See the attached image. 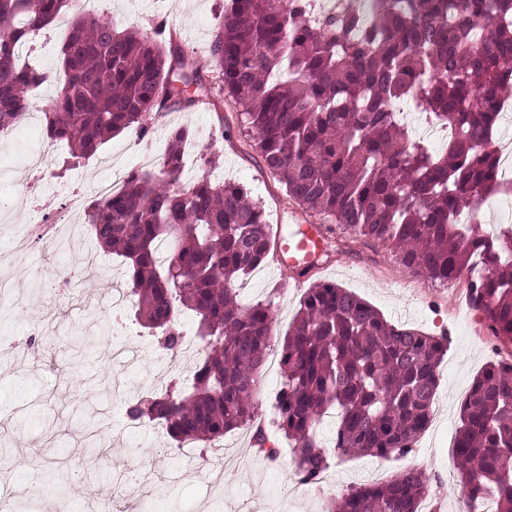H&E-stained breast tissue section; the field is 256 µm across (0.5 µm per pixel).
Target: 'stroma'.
<instances>
[{"label":"stroma","mask_w":512,"mask_h":512,"mask_svg":"<svg viewBox=\"0 0 512 512\" xmlns=\"http://www.w3.org/2000/svg\"><path fill=\"white\" fill-rule=\"evenodd\" d=\"M224 0H102L100 16L123 26L150 27L165 22L166 34L186 54L206 56ZM55 92L45 85L36 95L25 122L13 141L0 143V224L27 225L32 221L26 199L25 164L30 151L44 144L43 111ZM241 108L227 93L211 88L190 109H170L152 122L150 152L141 151L135 133H123L95 154L63 167L64 144L54 156L40 194L49 200L68 197L78 187L106 180L110 161L124 171H154L159 149L168 132L179 125L210 133L223 162L213 173L218 181L247 187L272 226L295 232L319 223L318 215L289 200L282 184L266 169L241 127ZM323 252L305 266H280L266 261L239 283V299L250 304L273 299L275 341H282L312 284L328 281L355 292L392 323L432 336H446L448 350L439 366V386L432 420L411 453L380 459L353 456L337 461L327 484L305 486L295 494L291 452L293 443L273 422L275 398L282 387L279 371H266L257 397L259 421L265 425L271 447L282 456L269 459L255 452L253 428L225 434L228 447L222 486L210 489L201 471V449L190 454H163L170 441L157 425L132 427L126 416L129 403L142 394L165 388L171 377L190 386L193 368H171L161 358L153 337L142 328L135 308L113 314L100 282L125 286L120 257L104 255L99 268L85 281L62 311L70 323L81 322L88 310L109 325V335L97 339L90 355L77 352L71 338L46 347L45 337L30 341L27 326L43 300L32 295L26 308L0 315V336L23 348L21 356L0 360V434L9 440L10 483L0 485V501L32 507L34 512H90V503H106L108 512H223L225 506L243 512H324L329 498L347 489L390 478L413 466L423 470L433 491L442 499L441 512H461V478H449L454 468L453 445L460 411L474 378L495 361H512V342L492 336L481 312L471 308L466 281L443 288L401 265L381 244L350 240L339 232H324ZM110 398V430L103 457L86 454L83 432L95 417L90 404ZM81 467L83 481L96 490L94 499L69 493L71 473ZM153 473L142 492L116 500L112 489L128 475Z\"/></svg>","instance_id":"obj_1"}]
</instances>
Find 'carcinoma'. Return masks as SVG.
I'll return each instance as SVG.
<instances>
[{
  "label": "carcinoma",
  "mask_w": 512,
  "mask_h": 512,
  "mask_svg": "<svg viewBox=\"0 0 512 512\" xmlns=\"http://www.w3.org/2000/svg\"><path fill=\"white\" fill-rule=\"evenodd\" d=\"M312 0H229L202 62L162 40L164 29L121 27L77 0H0V127L16 125L32 95L56 94L45 132L74 160L113 136L144 137L162 109H187L213 78L241 106L243 127L288 198L352 239L380 243L406 268L446 284L468 270L469 301L492 335L512 341V239L461 222L486 196L512 192L498 179L494 136L512 88V0H355L311 16ZM70 17L57 67L20 63L31 31ZM410 106L454 131L443 149L413 138ZM190 129H174L158 173L131 172L92 201L85 224L108 254L126 260L143 326L173 351L181 309L197 319L203 358L191 388L172 384L132 402L127 416L155 421L169 438L212 446L255 421V397L272 347V301L249 305L236 283L271 251L259 203L239 184L216 182L220 155L179 185ZM447 338L395 325L335 283L306 289L280 347L283 386L276 425L294 440L295 475L318 485L351 455L403 457L427 428ZM336 411L334 437L316 426ZM455 454L461 497L487 496L512 512V362L474 379L461 410ZM429 480L415 467L353 487L326 512H419Z\"/></svg>",
  "instance_id": "cac0c4a2"
}]
</instances>
